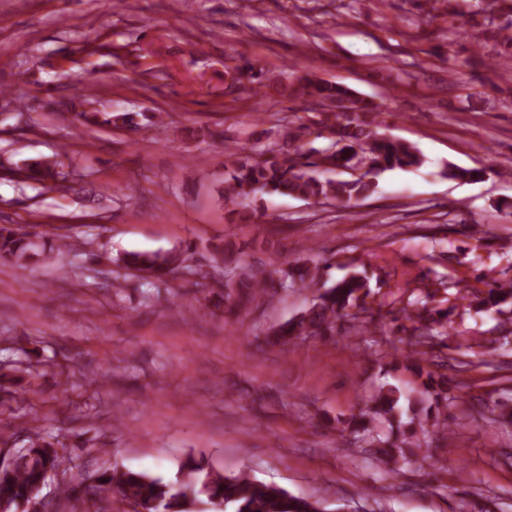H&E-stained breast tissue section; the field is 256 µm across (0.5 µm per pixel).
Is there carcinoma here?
<instances>
[{"label":"carcinoma","mask_w":512,"mask_h":512,"mask_svg":"<svg viewBox=\"0 0 512 512\" xmlns=\"http://www.w3.org/2000/svg\"><path fill=\"white\" fill-rule=\"evenodd\" d=\"M229 90L237 88L240 77L250 82L264 79L274 85V75L256 74L247 67L226 71ZM304 92L323 107L316 121V138H326L325 147L308 149L300 145L304 126L286 127L277 132L269 143L264 158L249 161L243 158L247 147L239 146L227 153L224 165V206L234 212L246 201L262 195H281L304 200L333 199L338 205L351 207L354 201L374 191L379 174L395 168L418 167L423 163L418 150L411 144L383 138L370 126L377 107L354 95L338 84L305 78ZM80 125L124 124L132 122L128 113L77 112ZM24 181L45 183L66 189V175L56 166L32 160L20 168ZM42 243H34L29 233L12 224L0 225V260L18 267L26 266L38 254ZM235 253L231 243L222 241L210 245L213 267L224 268V280H216L218 288H227L225 298L236 296L240 302L252 303L271 299L280 291L295 286L318 288L311 306L274 329V335L288 341L299 336H334L339 333L341 321L363 327L384 317L382 309L365 307L364 297L370 292L367 271H354L332 283L318 278L319 267L312 269L291 265L267 272L265 270L236 271L226 267V257ZM186 261L184 251L174 247L168 250L127 252L117 259L118 266L144 273L157 279H166L179 272ZM407 300L399 309L412 323L409 336L415 349L396 353L394 359L403 366L413 380L402 386L384 384L370 403L358 415L342 424L356 434L371 439L375 459L379 462L407 466L418 460L432 459L428 453H418L428 446L430 428L439 425L435 409L456 396L448 392V379L438 377L423 366L422 348L448 336L445 314L428 308L435 293L428 288L406 289ZM479 309L494 310L499 315H512V283L500 284L477 300ZM15 365L0 367V406H8L17 390L13 373ZM61 442L56 438H31L21 448L14 449L12 462L0 467V503L12 512L21 504L30 502L31 491L66 464L67 456L59 452ZM181 478L165 481L146 473L113 469L87 477L90 483L109 486L134 505V512H187L190 497L204 496L210 502L228 508L231 512H321L320 501L295 496L286 489L257 480L247 471L223 475L212 470L202 459L189 457L180 467Z\"/></svg>","instance_id":"cac0c4a2"}]
</instances>
